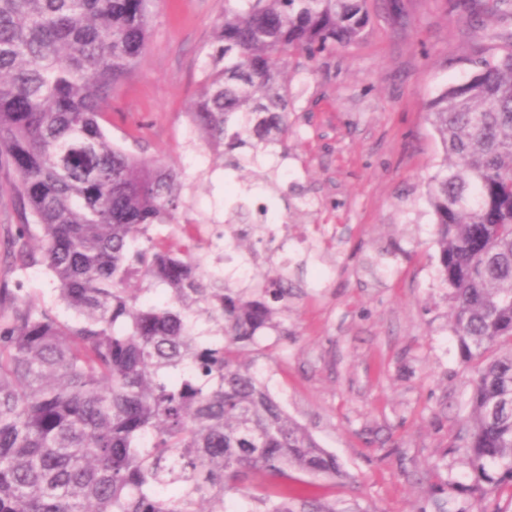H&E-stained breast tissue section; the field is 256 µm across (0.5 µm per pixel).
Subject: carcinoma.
<instances>
[{"instance_id":"obj_1","label":"carcinoma","mask_w":512,"mask_h":512,"mask_svg":"<svg viewBox=\"0 0 512 512\" xmlns=\"http://www.w3.org/2000/svg\"><path fill=\"white\" fill-rule=\"evenodd\" d=\"M154 0H0V164L22 223L19 266L41 265L53 299L0 286V512H224L249 481L262 509H295V474L338 477L336 457L242 359L277 309L224 287L186 223L182 173L113 142L112 93L141 61ZM470 16L512 0H464ZM366 0H224L191 122L235 170L288 138L287 68L346 49ZM478 71L427 107L443 159L426 203L451 328L474 365L455 450L469 490L512 500V39L485 29ZM166 287L157 304L150 295Z\"/></svg>"}]
</instances>
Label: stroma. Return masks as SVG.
Returning a JSON list of instances; mask_svg holds the SVG:
<instances>
[{
  "mask_svg": "<svg viewBox=\"0 0 512 512\" xmlns=\"http://www.w3.org/2000/svg\"><path fill=\"white\" fill-rule=\"evenodd\" d=\"M367 0L358 44L291 61L285 143L291 186L312 212L291 217L288 254L250 236L226 244V198L255 184L226 168L195 131L189 106L215 49L224 0H157L147 51L112 95L107 131L132 150L183 172L182 216L214 237L204 264L230 287L259 288L287 267L296 290L244 351L288 414L335 455L342 475L298 476L301 497L335 501L338 512H512V499L470 495L454 447L469 411L472 373L451 333L447 289L437 279L435 226L424 193L442 158L427 104L476 71L483 36L449 0ZM0 167V285L23 279L35 300H51L43 266L18 270L7 248L21 217ZM258 258L239 278L226 252Z\"/></svg>",
  "mask_w": 512,
  "mask_h": 512,
  "instance_id": "1",
  "label": "stroma"
}]
</instances>
